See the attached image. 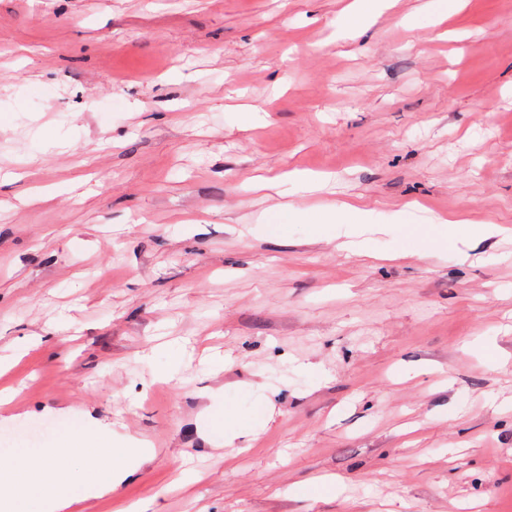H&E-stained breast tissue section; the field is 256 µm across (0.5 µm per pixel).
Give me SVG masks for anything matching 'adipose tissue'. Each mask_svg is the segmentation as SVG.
Listing matches in <instances>:
<instances>
[{
  "label": "adipose tissue",
  "instance_id": "ef3b65f1",
  "mask_svg": "<svg viewBox=\"0 0 512 512\" xmlns=\"http://www.w3.org/2000/svg\"><path fill=\"white\" fill-rule=\"evenodd\" d=\"M136 449L114 450L103 429L89 423L64 447L15 453L0 462V512H32L41 503L62 512L84 488L111 490L130 472Z\"/></svg>",
  "mask_w": 512,
  "mask_h": 512
}]
</instances>
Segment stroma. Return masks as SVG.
I'll return each instance as SVG.
<instances>
[{
	"mask_svg": "<svg viewBox=\"0 0 512 512\" xmlns=\"http://www.w3.org/2000/svg\"><path fill=\"white\" fill-rule=\"evenodd\" d=\"M349 2L0 0V458L143 443L83 512H512V0ZM359 9L351 14L345 15L341 23L338 25L340 31L349 38L359 36L363 29L365 20L377 8L380 0H359ZM273 218H275V221H281V223L285 221H289V223L290 221L291 223H296V221H305L304 224H332L326 222L330 219V214L311 213L305 210L294 208L290 205L272 214L270 216V220Z\"/></svg>",
	"mask_w": 512,
	"mask_h": 512,
	"instance_id": "obj_1",
	"label": "stroma"
}]
</instances>
